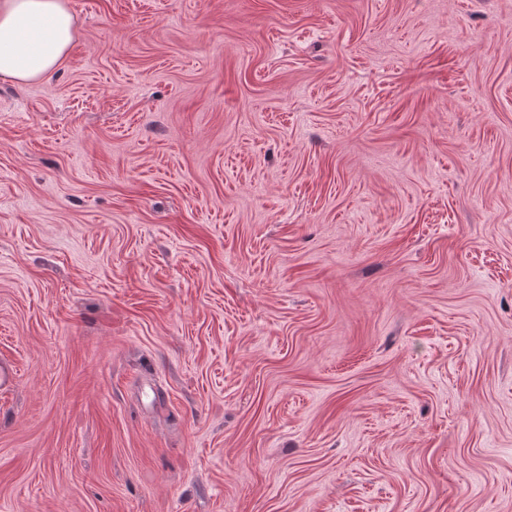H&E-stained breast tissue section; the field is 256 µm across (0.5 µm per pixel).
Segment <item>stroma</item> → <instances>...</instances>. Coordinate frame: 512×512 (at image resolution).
<instances>
[{
    "mask_svg": "<svg viewBox=\"0 0 512 512\" xmlns=\"http://www.w3.org/2000/svg\"><path fill=\"white\" fill-rule=\"evenodd\" d=\"M0 81V512H512V0H68Z\"/></svg>",
    "mask_w": 512,
    "mask_h": 512,
    "instance_id": "35a3bbf8",
    "label": "stroma"
}]
</instances>
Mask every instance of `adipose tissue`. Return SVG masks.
Wrapping results in <instances>:
<instances>
[{
    "instance_id": "adipose-tissue-1",
    "label": "adipose tissue",
    "mask_w": 512,
    "mask_h": 512,
    "mask_svg": "<svg viewBox=\"0 0 512 512\" xmlns=\"http://www.w3.org/2000/svg\"><path fill=\"white\" fill-rule=\"evenodd\" d=\"M74 38L66 0H0V79L38 80L61 64Z\"/></svg>"
}]
</instances>
